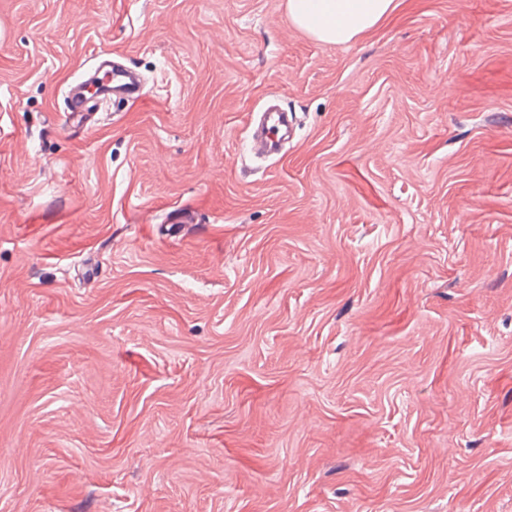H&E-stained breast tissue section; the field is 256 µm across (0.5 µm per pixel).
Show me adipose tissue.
<instances>
[{
	"mask_svg": "<svg viewBox=\"0 0 512 512\" xmlns=\"http://www.w3.org/2000/svg\"><path fill=\"white\" fill-rule=\"evenodd\" d=\"M394 7V0H287L294 24L330 44L354 40L377 26Z\"/></svg>",
	"mask_w": 512,
	"mask_h": 512,
	"instance_id": "adipose-tissue-1",
	"label": "adipose tissue"
}]
</instances>
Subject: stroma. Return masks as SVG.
Returning a JSON list of instances; mask_svg holds the SVG:
<instances>
[{
  "mask_svg": "<svg viewBox=\"0 0 512 512\" xmlns=\"http://www.w3.org/2000/svg\"><path fill=\"white\" fill-rule=\"evenodd\" d=\"M395 4L0 0V512H512V0ZM288 15L315 39L344 44L377 26L394 0H287ZM103 54L100 57L98 68L104 69L103 77L98 78L90 85L77 84L70 89V108L66 120L82 118L85 113H92V100H112L113 102H135L141 96L142 79L140 75L130 69H117L111 66V61ZM89 87H94L90 92Z\"/></svg>",
  "mask_w": 512,
  "mask_h": 512,
  "instance_id": "35a3bbf8",
  "label": "stroma"
}]
</instances>
